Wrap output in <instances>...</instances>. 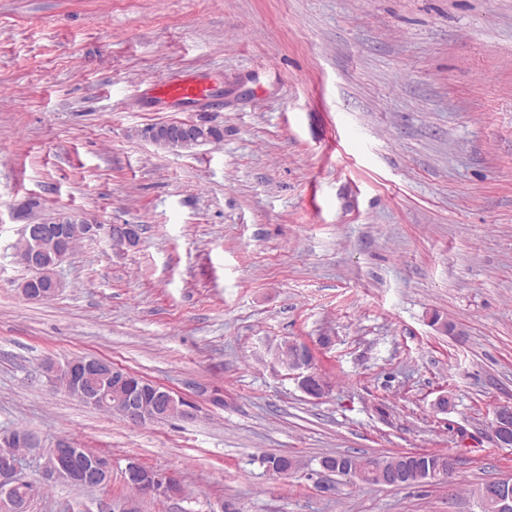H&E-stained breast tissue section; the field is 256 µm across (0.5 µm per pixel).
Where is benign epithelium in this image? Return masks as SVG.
I'll list each match as a JSON object with an SVG mask.
<instances>
[{"label": "benign epithelium", "instance_id": "7a95c632", "mask_svg": "<svg viewBox=\"0 0 512 512\" xmlns=\"http://www.w3.org/2000/svg\"><path fill=\"white\" fill-rule=\"evenodd\" d=\"M93 237L104 236L112 241L126 245L139 238V228L134 224H93ZM70 231L67 224L60 220L51 222H30L23 225L21 237L28 248L22 255L24 264L34 273L29 279L31 287L19 289L28 300H47L57 295L64 284L57 276V267L44 263L41 258L42 245L50 242L54 245L59 260L68 257ZM313 354L309 346L297 345L294 351L293 368L304 370L299 381L301 389L309 396L320 399L327 393L324 380L314 371ZM45 372L51 384L58 383L63 377L69 383L77 398L95 407L107 404L117 398L122 417L132 425H141L162 417L156 409H148L143 402V394L150 391L158 398V403L166 408L181 406V418L190 421L197 417L195 402L174 396L170 390L153 382L142 379V386L136 388L130 383V376L119 372L118 367L105 358L84 357L72 360L64 365L48 363ZM494 435L498 444L508 448L512 446V406L499 407L493 421ZM50 464L41 466L40 479L67 484L100 487L112 479V459L103 456H89L81 448L59 445L48 448ZM20 470V461L11 454L0 456V512H19L21 504L12 494L14 480ZM443 475V471L430 469L421 471L413 466L401 464L383 473L385 483L390 487H402L415 482L432 481ZM125 483L131 488L147 493L170 495L174 486L163 474L144 469L137 462L127 464L124 472ZM483 501L492 503L495 512H512V478H501L492 482L481 494Z\"/></svg>", "mask_w": 512, "mask_h": 512}]
</instances>
